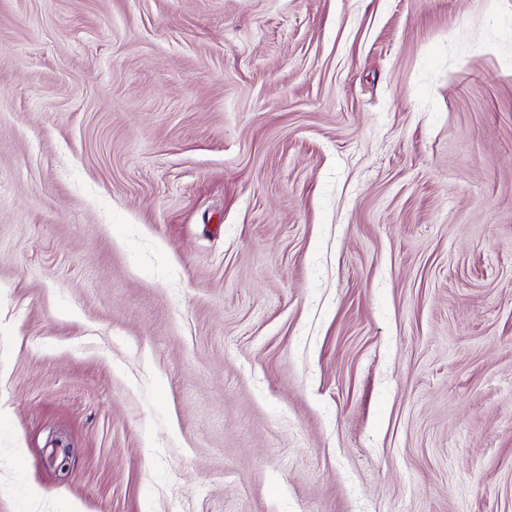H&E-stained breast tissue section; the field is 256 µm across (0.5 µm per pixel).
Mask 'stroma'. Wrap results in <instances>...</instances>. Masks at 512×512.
Masks as SVG:
<instances>
[{"mask_svg":"<svg viewBox=\"0 0 512 512\" xmlns=\"http://www.w3.org/2000/svg\"><path fill=\"white\" fill-rule=\"evenodd\" d=\"M0 512H512V0H0Z\"/></svg>","mask_w":512,"mask_h":512,"instance_id":"obj_1","label":"stroma"}]
</instances>
